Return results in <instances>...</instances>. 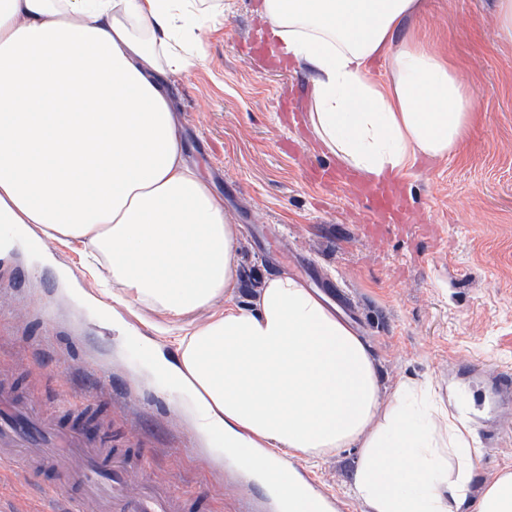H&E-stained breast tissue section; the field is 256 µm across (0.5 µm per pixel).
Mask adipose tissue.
I'll return each instance as SVG.
<instances>
[{
    "label": "adipose tissue",
    "instance_id": "adipose-tissue-1",
    "mask_svg": "<svg viewBox=\"0 0 512 512\" xmlns=\"http://www.w3.org/2000/svg\"><path fill=\"white\" fill-rule=\"evenodd\" d=\"M415 0H262L273 39L313 73L310 122L336 158L372 179L418 156L448 155L477 111L474 90L441 54L393 36ZM209 18L197 0H0V224L35 244H81L105 269L97 318L118 303L171 318L161 344L126 328L196 430L225 450L255 448V470L317 512L315 492L279 469L359 451L353 493L368 512H512V471L473 496L480 455L456 390L446 408L428 382L380 397L368 346L323 297L286 272L264 277L248 305L232 300L243 272L238 230L184 161L162 85L189 64L178 32ZM389 61L390 78L371 65ZM203 321H195L198 312Z\"/></svg>",
    "mask_w": 512,
    "mask_h": 512
}]
</instances>
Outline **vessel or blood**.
<instances>
[{"mask_svg": "<svg viewBox=\"0 0 512 512\" xmlns=\"http://www.w3.org/2000/svg\"><path fill=\"white\" fill-rule=\"evenodd\" d=\"M359 204L363 233L385 237L400 223L406 200L396 181L383 179L366 186ZM19 465L48 476L61 500L60 512H83L95 502L99 512H208L209 496L190 495L170 481L155 482L149 475L150 459L144 452L108 448L92 438L82 414L59 423L33 398L21 399L8 383L0 384V469ZM137 481H130V474ZM252 474L239 457L224 463V482L238 488L233 512H283L275 495L252 496Z\"/></svg>", "mask_w": 512, "mask_h": 512, "instance_id": "vessel-or-blood-1", "label": "vessel or blood"}]
</instances>
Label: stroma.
Masks as SVG:
<instances>
[{
	"label": "stroma",
	"instance_id": "stroma-1",
	"mask_svg": "<svg viewBox=\"0 0 512 512\" xmlns=\"http://www.w3.org/2000/svg\"><path fill=\"white\" fill-rule=\"evenodd\" d=\"M394 34L447 56L474 89L479 111L464 142L446 157L417 158L399 181L410 210L404 229L375 241L359 228L352 190L312 181L336 165L308 121L313 73L287 71L254 48L266 36L260 0H217L194 32V63L168 73L186 162L241 225L248 283L285 271L303 279L349 318L372 351L381 395L432 380L446 405L450 386L471 398L481 455L474 489L512 469V44L498 36L497 0H417ZM91 290L79 245L50 241L0 248V372L24 394L90 405L89 428L145 449L152 475L213 493L231 512L224 472L209 467L164 384L117 327L103 323L68 287ZM93 370H85V362ZM55 378L45 387L43 375ZM359 451L307 462L321 492L366 512L352 494ZM41 477L0 473V512H54Z\"/></svg>",
	"mask_w": 512,
	"mask_h": 512
}]
</instances>
